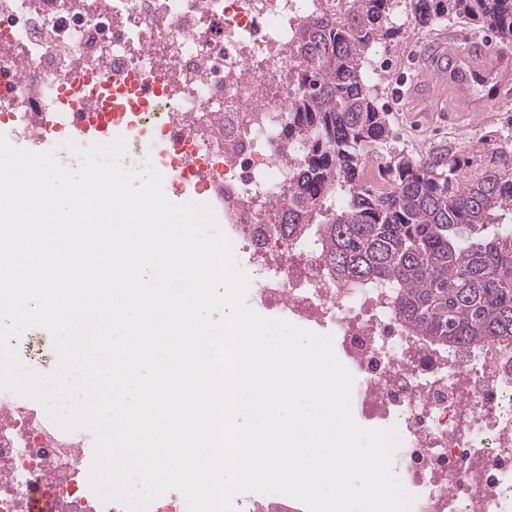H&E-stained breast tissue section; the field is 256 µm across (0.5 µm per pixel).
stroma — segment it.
I'll list each match as a JSON object with an SVG mask.
<instances>
[{
  "label": "stroma",
  "instance_id": "35a3bbf8",
  "mask_svg": "<svg viewBox=\"0 0 512 512\" xmlns=\"http://www.w3.org/2000/svg\"><path fill=\"white\" fill-rule=\"evenodd\" d=\"M399 31L397 45L380 49L372 55V62L389 69L388 80L377 86L376 103L387 113L396 146L413 154L425 156L432 152L447 150L452 137L448 133V123L452 120L466 119L473 127V145H484L486 140L494 138L499 123L512 122V88L508 89L493 112L498 115V122L484 123L482 116L461 114L456 111L450 94L425 101L409 94H400L399 85H408L425 80L427 74L419 64L405 61V49L411 38L428 39L430 32L415 21L410 11H403L396 23Z\"/></svg>",
  "mask_w": 512,
  "mask_h": 512
}]
</instances>
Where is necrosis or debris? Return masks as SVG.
Wrapping results in <instances>:
<instances>
[{
    "mask_svg": "<svg viewBox=\"0 0 512 512\" xmlns=\"http://www.w3.org/2000/svg\"><path fill=\"white\" fill-rule=\"evenodd\" d=\"M327 0H0V130L18 143L70 134L75 86L103 73L145 136L135 166L188 171L240 246L265 308L332 327L364 413L405 449L411 512H512V351L461 353L408 329L385 282H342L319 246L280 232V152L292 36ZM126 512L90 486L80 448L36 399L0 390V512Z\"/></svg>",
    "mask_w": 512,
    "mask_h": 512,
    "instance_id": "1",
    "label": "necrosis or debris"
}]
</instances>
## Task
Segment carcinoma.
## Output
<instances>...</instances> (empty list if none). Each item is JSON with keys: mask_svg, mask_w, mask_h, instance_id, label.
Wrapping results in <instances>:
<instances>
[{"mask_svg": "<svg viewBox=\"0 0 512 512\" xmlns=\"http://www.w3.org/2000/svg\"><path fill=\"white\" fill-rule=\"evenodd\" d=\"M419 26L445 17L512 41V0H410ZM394 0H347L301 22L289 50L298 92L284 147L305 145L276 202L281 232L315 225L326 267L343 282L398 288L394 308L417 334L443 346L512 345V228L471 239L463 231L512 210V146L488 158L450 144L415 159L402 150L377 163L387 188L365 185L371 154L389 137L364 70L398 36Z\"/></svg>", "mask_w": 512, "mask_h": 512, "instance_id": "obj_1", "label": "carcinoma"}]
</instances>
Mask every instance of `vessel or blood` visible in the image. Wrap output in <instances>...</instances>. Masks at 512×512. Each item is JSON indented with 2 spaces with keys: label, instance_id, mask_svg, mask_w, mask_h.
Wrapping results in <instances>:
<instances>
[{
  "label": "vessel or blood",
  "instance_id": "1",
  "mask_svg": "<svg viewBox=\"0 0 512 512\" xmlns=\"http://www.w3.org/2000/svg\"><path fill=\"white\" fill-rule=\"evenodd\" d=\"M422 63L428 75L421 88L423 97L449 90L457 108L464 112L491 111L503 90L512 85V55L488 53L475 40L464 46L453 39L432 44L425 51ZM83 93L87 101L85 124L94 126L105 122L112 134L130 138L131 127L123 121L122 108L112 105L110 78L98 77Z\"/></svg>",
  "mask_w": 512,
  "mask_h": 512
}]
</instances>
